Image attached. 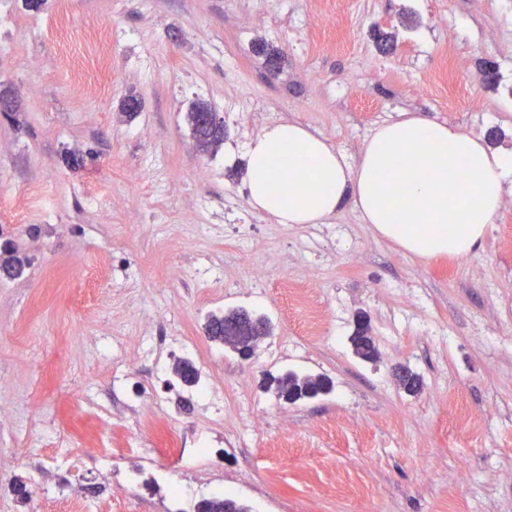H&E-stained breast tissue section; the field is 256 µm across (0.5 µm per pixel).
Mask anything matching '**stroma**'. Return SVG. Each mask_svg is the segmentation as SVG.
<instances>
[{
	"instance_id": "obj_1",
	"label": "stroma",
	"mask_w": 512,
	"mask_h": 512,
	"mask_svg": "<svg viewBox=\"0 0 512 512\" xmlns=\"http://www.w3.org/2000/svg\"><path fill=\"white\" fill-rule=\"evenodd\" d=\"M112 46L96 87L75 82L70 60L83 29ZM391 35L394 53L364 72L373 28ZM278 50L270 74L256 45ZM242 83H225L228 53ZM454 95L445 105L425 76L445 60ZM154 76L139 79L140 60ZM499 79L483 82V62ZM0 92L19 102L0 116V207L39 184V210L0 221V243L16 244L29 264L18 279L0 276V375L14 377L24 415L0 433V500L11 512H63L71 484L57 463L86 447L85 414L97 403L112 416V448L125 451L123 480L138 494L107 495L108 469L87 458L83 485L102 490L101 512H193L197 498L224 491L251 512H512V189L481 249L421 262L378 238L353 204L323 224L252 225L250 256L224 234V199L237 195L251 214L244 147L255 107L278 113L357 156L373 130L401 112H424L512 153V0H0ZM142 102L126 114L128 96ZM236 98L237 123L223 145L199 153L184 115L203 100L216 111ZM193 224L191 235H169ZM274 255L262 288L228 294L215 278L249 279L253 263ZM210 259L214 277L196 273ZM309 273L318 334L282 285ZM244 308L267 317L269 336L252 364L203 332L209 314ZM366 312L378 347L365 362L348 342ZM156 343L180 336L210 365L226 410L259 403L263 427L228 419L203 468L210 488L179 498L189 480L167 450L192 441L202 420L185 388L136 351L113 378L112 353L131 323ZM420 375L410 395L397 365ZM323 374L320 399L296 404L263 387L266 374ZM160 395L181 415L162 431L152 459L127 452L136 423ZM470 414L457 423L458 405ZM23 482L26 497L11 494Z\"/></svg>"
}]
</instances>
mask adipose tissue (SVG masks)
I'll return each instance as SVG.
<instances>
[{
	"instance_id": "1",
	"label": "adipose tissue",
	"mask_w": 512,
	"mask_h": 512,
	"mask_svg": "<svg viewBox=\"0 0 512 512\" xmlns=\"http://www.w3.org/2000/svg\"><path fill=\"white\" fill-rule=\"evenodd\" d=\"M249 204L277 224H321L353 203L380 238L422 261L466 257L500 216L512 153L419 112H402L356 159L294 121L245 151Z\"/></svg>"
}]
</instances>
